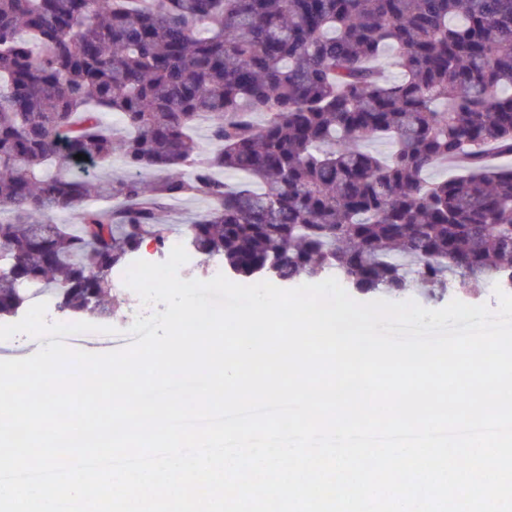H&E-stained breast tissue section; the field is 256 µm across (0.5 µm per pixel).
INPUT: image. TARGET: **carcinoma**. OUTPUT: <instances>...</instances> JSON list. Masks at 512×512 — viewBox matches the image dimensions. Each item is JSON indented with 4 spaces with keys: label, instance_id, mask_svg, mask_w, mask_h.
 <instances>
[{
    "label": "carcinoma",
    "instance_id": "1",
    "mask_svg": "<svg viewBox=\"0 0 512 512\" xmlns=\"http://www.w3.org/2000/svg\"><path fill=\"white\" fill-rule=\"evenodd\" d=\"M491 150L512 158V0H0V321L45 292L127 318L116 275L184 200L205 207L175 235L235 276L512 294Z\"/></svg>",
    "mask_w": 512,
    "mask_h": 512
}]
</instances>
